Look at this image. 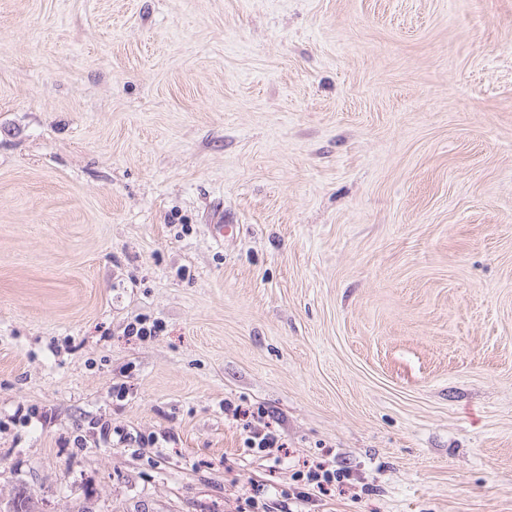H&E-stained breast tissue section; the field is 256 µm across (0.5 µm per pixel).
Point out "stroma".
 <instances>
[{
  "mask_svg": "<svg viewBox=\"0 0 512 512\" xmlns=\"http://www.w3.org/2000/svg\"><path fill=\"white\" fill-rule=\"evenodd\" d=\"M313 460L352 490L295 499ZM21 490L512 512V0H0V512ZM260 417H257L258 425H253L249 432V436L245 439L244 444L247 448H260L261 450H268L269 453L274 448H283V443L280 437L271 429L269 423L261 424ZM281 442V443H280Z\"/></svg>",
  "mask_w": 512,
  "mask_h": 512,
  "instance_id": "obj_1",
  "label": "stroma"
}]
</instances>
